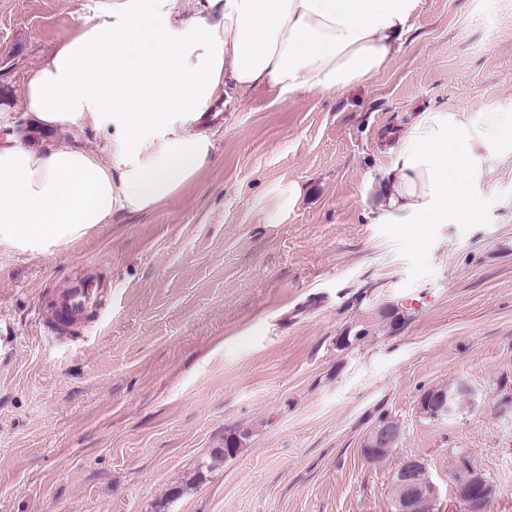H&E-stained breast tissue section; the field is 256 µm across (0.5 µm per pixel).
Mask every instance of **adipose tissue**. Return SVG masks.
I'll return each instance as SVG.
<instances>
[{"label":"adipose tissue","mask_w":512,"mask_h":512,"mask_svg":"<svg viewBox=\"0 0 512 512\" xmlns=\"http://www.w3.org/2000/svg\"><path fill=\"white\" fill-rule=\"evenodd\" d=\"M114 0L26 76L32 129L105 134L112 162L46 138H0V248L51 255L120 212L183 194L217 146L199 121L219 94L334 92L384 68L420 0ZM369 213L376 224H468L512 164V102L466 116L431 110L398 139Z\"/></svg>","instance_id":"ef3b65f1"}]
</instances>
